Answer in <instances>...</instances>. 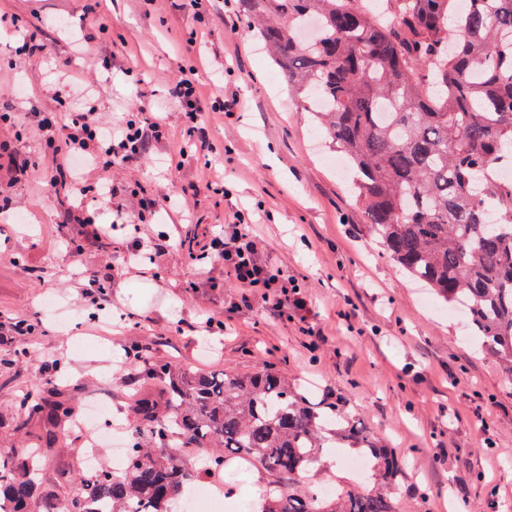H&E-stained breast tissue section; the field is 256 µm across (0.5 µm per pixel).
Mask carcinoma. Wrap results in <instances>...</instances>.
Masks as SVG:
<instances>
[{"label":"carcinoma","mask_w":512,"mask_h":512,"mask_svg":"<svg viewBox=\"0 0 512 512\" xmlns=\"http://www.w3.org/2000/svg\"><path fill=\"white\" fill-rule=\"evenodd\" d=\"M288 90L341 153L366 223L387 254L444 302L467 307L471 336L512 374V0H391L387 21L361 0H241ZM313 20L317 37L297 38ZM161 393L131 405L123 469L44 512H173L199 472L176 448H208L216 473L243 457L266 475L258 512H396L370 486L394 484L388 443L262 366L248 373L132 363ZM369 459L365 478L314 492L323 451ZM36 454L0 453V512H30Z\"/></svg>","instance_id":"carcinoma-1"}]
</instances>
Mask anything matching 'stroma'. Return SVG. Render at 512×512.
Listing matches in <instances>:
<instances>
[{
	"instance_id": "1",
	"label": "stroma",
	"mask_w": 512,
	"mask_h": 512,
	"mask_svg": "<svg viewBox=\"0 0 512 512\" xmlns=\"http://www.w3.org/2000/svg\"><path fill=\"white\" fill-rule=\"evenodd\" d=\"M204 45L186 49L194 22L181 0H0L18 28L0 30V112H23L55 71L95 66L88 52L71 59L67 41H107L115 71L96 108L122 119L135 97L164 113L168 141L148 164L115 177L121 193L165 188L188 215L163 210L110 238H87L62 221L56 196L37 181L13 182L0 168V191L25 204L0 214V450L42 446L37 496H73L85 470L87 432L65 427L46 445L48 423L29 416L31 395L80 413L88 402L128 414L134 394L156 388L124 362L140 345L150 362L189 363L248 372L265 364L315 392L344 397L349 413L388 439L406 470L388 486L398 512H512V376L466 339L468 326L423 284L392 261L355 202L342 169L330 164L325 133L291 96L288 84L247 27L240 0H205ZM49 47L43 68L14 55L26 34ZM199 61L203 75L240 106L210 112L206 126L222 156L224 193L208 189L199 156L180 159L186 130L169 95V76ZM224 71L212 72L213 62ZM264 241L272 270L298 280L310 299L308 322L324 336L316 353L296 321H269L259 307L228 312L240 291L202 247L234 213ZM172 237L143 269L119 259L132 237ZM58 299L70 321L59 327L42 302ZM354 306L356 314L342 312ZM225 330H207V318ZM34 333H14V322ZM440 489L424 505L426 488Z\"/></svg>"
}]
</instances>
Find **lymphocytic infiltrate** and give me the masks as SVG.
I'll list each match as a JSON object with an SVG mask.
<instances>
[{
    "mask_svg": "<svg viewBox=\"0 0 512 512\" xmlns=\"http://www.w3.org/2000/svg\"><path fill=\"white\" fill-rule=\"evenodd\" d=\"M201 72L198 65L182 67L172 84L171 94L188 123L187 137L181 155L194 154L202 157L216 155L202 119L204 110L221 112L236 107V100L226 99L223 93H215L210 101L201 96ZM132 117L122 125L112 123L109 114L87 106L69 113L67 118L46 116L41 109L32 115L36 129L51 151L52 165L40 168L28 161L14 163L16 175L29 179L42 177L56 184L60 193L70 201L64 216L67 223L83 224L93 239L110 236V225L99 223L100 214L114 212L118 221L133 224L142 220L145 213H155L175 204L174 193L155 195L151 199L130 196L120 205L112 200L117 190L111 181L88 186L84 174L78 171V160L96 166L107 164L112 168L139 163L153 155L155 144L166 140V124L157 113L135 103L130 107ZM263 244L247 222L225 225L212 236L208 250L210 256L224 266L225 277L242 291V305H259L271 320L282 321L295 317L306 318L309 301L295 281L279 279L260 260Z\"/></svg>",
    "mask_w": 512,
    "mask_h": 512,
    "instance_id": "f902f5d3",
    "label": "lymphocytic infiltrate"
}]
</instances>
